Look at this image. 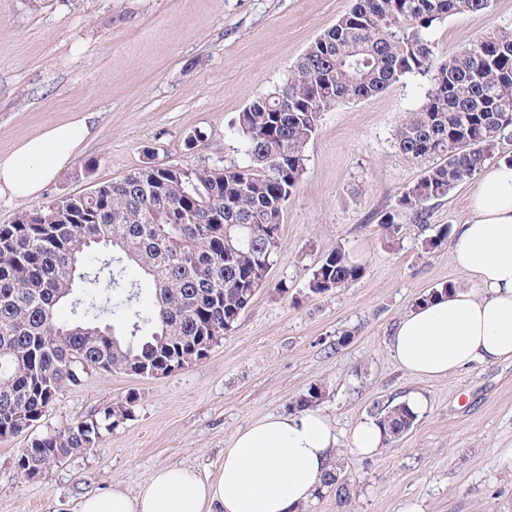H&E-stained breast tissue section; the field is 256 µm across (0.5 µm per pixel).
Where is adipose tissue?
Listing matches in <instances>:
<instances>
[{
  "mask_svg": "<svg viewBox=\"0 0 512 512\" xmlns=\"http://www.w3.org/2000/svg\"><path fill=\"white\" fill-rule=\"evenodd\" d=\"M91 135L88 116L49 125L0 153V197L37 195ZM469 217L450 246L473 287L413 305L388 342L409 374L444 379L475 364L512 361V164L486 168ZM336 428L318 408L270 414L233 437L217 471L199 477L166 465L135 491L114 487L83 496L79 512H303L336 472Z\"/></svg>",
  "mask_w": 512,
  "mask_h": 512,
  "instance_id": "obj_1",
  "label": "adipose tissue"
}]
</instances>
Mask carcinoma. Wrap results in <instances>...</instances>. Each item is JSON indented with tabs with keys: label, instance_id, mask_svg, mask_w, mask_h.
<instances>
[{
	"label": "carcinoma",
	"instance_id": "1",
	"mask_svg": "<svg viewBox=\"0 0 512 512\" xmlns=\"http://www.w3.org/2000/svg\"><path fill=\"white\" fill-rule=\"evenodd\" d=\"M490 0H353L348 13L303 52L274 91L231 124L247 162L226 167L150 162L90 195L48 201L0 224V440L39 421L59 389L87 369L143 376L202 360V343L234 329L266 283L286 204L321 113L372 97L408 74L428 77L422 107L397 125L395 144L427 162L400 199L414 222L425 204L473 178L512 131V29L439 55L429 32ZM135 267L142 280L129 278ZM364 274L336 249L306 288L339 291ZM70 305L71 318L57 317ZM325 398L318 384L293 410ZM115 407L31 442L18 469L38 478L54 461L93 447L134 413ZM417 415L401 405L379 413L389 440Z\"/></svg>",
	"mask_w": 512,
	"mask_h": 512
}]
</instances>
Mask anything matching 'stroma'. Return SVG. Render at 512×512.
<instances>
[{
  "instance_id": "35a3bbf8",
  "label": "stroma",
  "mask_w": 512,
  "mask_h": 512,
  "mask_svg": "<svg viewBox=\"0 0 512 512\" xmlns=\"http://www.w3.org/2000/svg\"><path fill=\"white\" fill-rule=\"evenodd\" d=\"M352 0H0V152L81 112L93 133L36 197L0 198V224L25 210L122 177L149 162L245 163L229 130L238 112L286 79L308 45ZM512 27V0L457 14L429 38L451 53ZM427 76L411 74L373 97L322 113L305 169L288 201L267 282L208 356L144 378L93 370L58 392L24 433L0 440V512H77L88 493L135 489L152 471L200 472L224 459L233 435L257 418L290 411L311 384L336 426L337 475L350 496L322 488L305 512H512V362L475 365L440 380L408 375L392 360L393 325L446 284L470 287L448 244L424 251L442 226L469 214L471 182L428 202V223L402 213L396 238L381 215L398 210L422 164L395 145L400 118L423 105ZM204 139L195 147V133ZM341 249L364 266L348 288L311 294L312 268ZM418 392L428 408L375 456L349 451L356 423ZM136 396L133 416L93 448L24 477L16 458L32 440Z\"/></svg>"
}]
</instances>
